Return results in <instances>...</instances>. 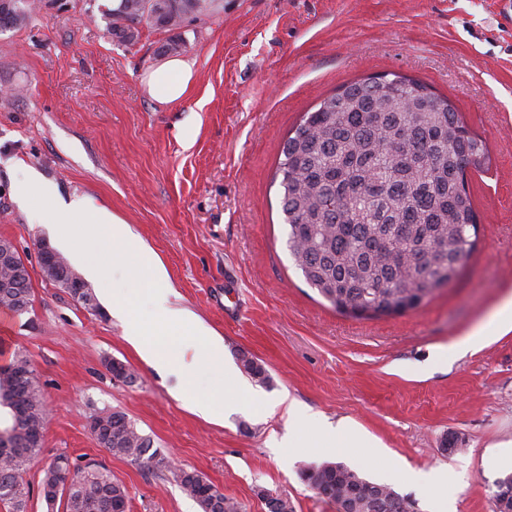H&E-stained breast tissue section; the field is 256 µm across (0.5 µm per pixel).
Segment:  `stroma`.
<instances>
[{
    "label": "stroma",
    "mask_w": 512,
    "mask_h": 512,
    "mask_svg": "<svg viewBox=\"0 0 512 512\" xmlns=\"http://www.w3.org/2000/svg\"><path fill=\"white\" fill-rule=\"evenodd\" d=\"M20 27L0 31V238L13 240L33 288L28 312L0 320V365L29 356L46 401L41 454L26 478L28 512L53 456L93 460L129 494L127 512H201L173 476L155 477L101 448L88 428L119 410L176 467L194 470L242 512H265L259 490L294 512H338L303 480L342 462L434 512L413 472L448 473L451 512H494L493 482L512 473V332L457 358L451 343L512 295V0H221L219 14L179 34L197 80L185 98L155 102L143 73L160 65L163 32L140 25L133 44L106 32L113 0H34ZM396 72L448 97L487 143L491 164L469 176L479 245L456 281L405 313L340 314L298 271L273 178L304 113L342 84ZM59 197H80L129 224L165 266L176 302L224 342V358L261 363L260 409L203 418L177 398L194 374L144 363L91 283L93 308L39 266L49 216L20 203L25 170ZM134 382L115 379L108 360ZM326 422L361 428L371 448L337 453L293 433L287 401ZM457 449L444 452V437ZM295 447H288V440Z\"/></svg>",
    "instance_id": "stroma-1"
}]
</instances>
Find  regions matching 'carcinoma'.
<instances>
[{"label": "carcinoma", "instance_id": "carcinoma-1", "mask_svg": "<svg viewBox=\"0 0 512 512\" xmlns=\"http://www.w3.org/2000/svg\"><path fill=\"white\" fill-rule=\"evenodd\" d=\"M218 0H120L108 10L111 38L132 43L146 21L173 31L190 16H210ZM34 0H12L0 11V30L22 25ZM373 85L363 79L341 85L303 115L285 140L274 179L288 225L287 246L306 283L337 312L378 318L414 309L444 282H453L478 245L479 216L468 172L489 167L485 140L469 129L454 103L423 82L397 73ZM32 304L31 279L0 291V309L16 314ZM0 405L12 423L3 429L11 447H0V505L27 512L32 494L24 475L40 452L47 422L44 395L23 350L0 365ZM92 432L116 457L130 459L154 476L171 473L202 512H237L198 473L173 469L120 411L89 421ZM307 484L346 512H378V502L398 500L396 512L413 504L389 486L371 482L343 463L303 471ZM50 509L62 512H126L128 491L103 465L71 464L58 456L40 487ZM267 512H293L283 494L261 491Z\"/></svg>", "mask_w": 512, "mask_h": 512}]
</instances>
